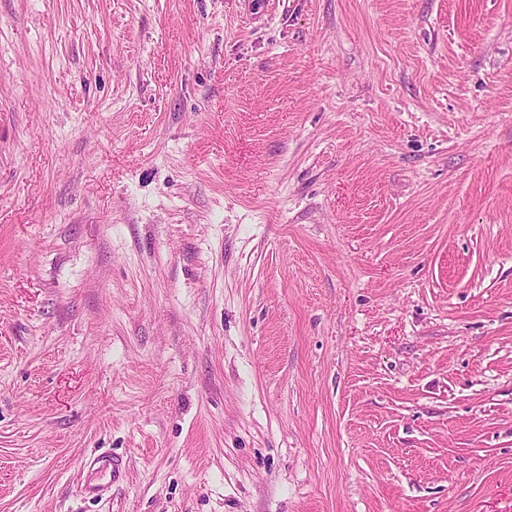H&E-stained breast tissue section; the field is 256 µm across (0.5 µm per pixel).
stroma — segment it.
<instances>
[{"mask_svg":"<svg viewBox=\"0 0 512 512\" xmlns=\"http://www.w3.org/2000/svg\"><path fill=\"white\" fill-rule=\"evenodd\" d=\"M0 512H512V0H0ZM95 465H97V467H95ZM90 467V474L85 482L81 485L80 489V492L84 496H99V493L101 492V486L95 482V477L98 474L108 473L110 478L109 483L111 486L112 484L122 479L125 474V463L123 460L106 453H103L94 459L90 464Z\"/></svg>","mask_w":512,"mask_h":512,"instance_id":"obj_1","label":"stroma"}]
</instances>
